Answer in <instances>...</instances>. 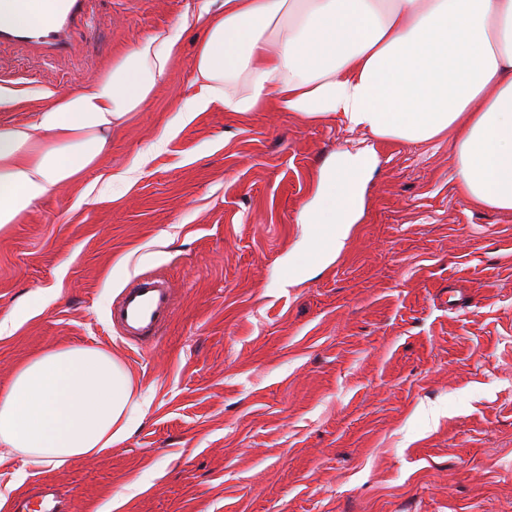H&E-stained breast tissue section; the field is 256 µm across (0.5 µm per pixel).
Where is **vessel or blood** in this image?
<instances>
[{"label": "vessel or blood", "mask_w": 512, "mask_h": 512, "mask_svg": "<svg viewBox=\"0 0 512 512\" xmlns=\"http://www.w3.org/2000/svg\"><path fill=\"white\" fill-rule=\"evenodd\" d=\"M79 0H44L37 22L25 21L6 28L11 37L40 43L46 40L66 44L68 39L65 18L71 17ZM173 297L166 281L143 275L126 289L112 307V320L123 334L143 338L154 337L172 313Z\"/></svg>", "instance_id": "1"}]
</instances>
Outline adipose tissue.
Wrapping results in <instances>:
<instances>
[{
  "label": "adipose tissue",
  "mask_w": 512,
  "mask_h": 512,
  "mask_svg": "<svg viewBox=\"0 0 512 512\" xmlns=\"http://www.w3.org/2000/svg\"><path fill=\"white\" fill-rule=\"evenodd\" d=\"M192 26L204 36L186 111L337 114L377 137L447 136L463 200L512 210V0H205L30 123H0V233L96 165L113 130L150 101ZM373 161L344 155L325 171L298 215L303 264L340 254ZM147 403L110 353L51 348L0 389V446L30 469L91 460L129 437Z\"/></svg>",
  "instance_id": "1"
}]
</instances>
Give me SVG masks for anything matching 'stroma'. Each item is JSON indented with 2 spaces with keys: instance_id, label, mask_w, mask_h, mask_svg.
<instances>
[{
  "instance_id": "stroma-1",
  "label": "stroma",
  "mask_w": 512,
  "mask_h": 512,
  "mask_svg": "<svg viewBox=\"0 0 512 512\" xmlns=\"http://www.w3.org/2000/svg\"><path fill=\"white\" fill-rule=\"evenodd\" d=\"M203 0H81L66 50L0 37V121L31 122ZM197 28L112 148L0 235V386L53 347L108 350L151 404L92 460L42 469L71 512H512V211L465 204L447 138L339 116L192 113ZM377 164L335 261L292 276L301 207L338 156ZM144 274L174 309L112 321ZM173 297L166 281L143 275L112 307V320L124 335L152 338L169 319Z\"/></svg>"
}]
</instances>
